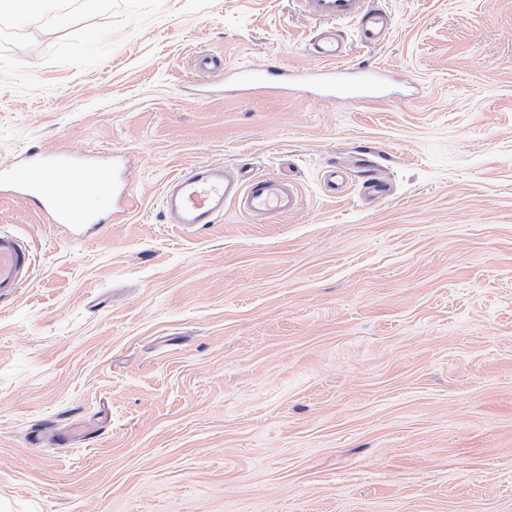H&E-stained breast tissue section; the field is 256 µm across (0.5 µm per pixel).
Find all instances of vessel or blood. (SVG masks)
Segmentation results:
<instances>
[{
    "label": "vessel or blood",
    "mask_w": 512,
    "mask_h": 512,
    "mask_svg": "<svg viewBox=\"0 0 512 512\" xmlns=\"http://www.w3.org/2000/svg\"><path fill=\"white\" fill-rule=\"evenodd\" d=\"M302 5L305 13L319 23L309 44L311 55L320 62L319 68L253 70L209 55L199 57V68L222 71L224 90L228 93L288 94L310 87L327 95L341 89L354 98H378L385 71L350 62L342 27L352 25L363 45L382 43L393 25L382 0H302ZM35 170H51L66 176L76 170L94 174L96 168L87 159L60 152H27L18 166L0 169V185L8 186L14 196L37 199L58 231L65 232L82 223H97V216L77 201L63 202L57 193L32 180L30 174ZM232 203L247 215L268 219L296 213L301 206L297 189L279 176L263 174L243 182L223 162L203 161L184 168L167 183L162 212L168 223L195 231L217 223L225 206ZM31 264L28 244L0 230V301L16 298L29 277Z\"/></svg>",
    "instance_id": "obj_1"
}]
</instances>
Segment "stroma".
Segmentation results:
<instances>
[{
    "mask_svg": "<svg viewBox=\"0 0 512 512\" xmlns=\"http://www.w3.org/2000/svg\"><path fill=\"white\" fill-rule=\"evenodd\" d=\"M56 3L0 16V168L83 153L135 207L89 192L78 238L0 197L32 250L0 305V512H512V0H387L374 47L345 26L377 102L198 98L202 54L318 67L298 0ZM211 160L299 211L168 224Z\"/></svg>",
    "mask_w": 512,
    "mask_h": 512,
    "instance_id": "stroma-1",
    "label": "stroma"
}]
</instances>
